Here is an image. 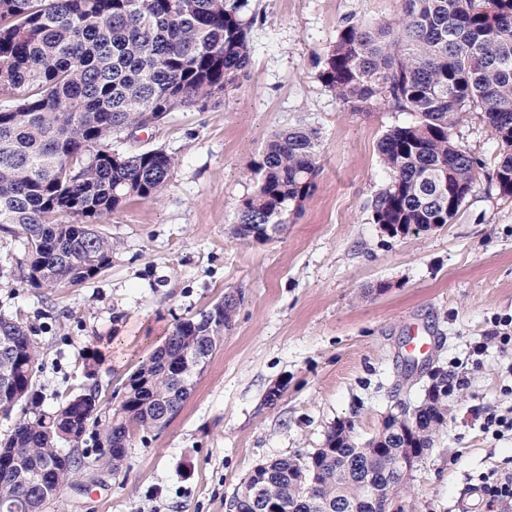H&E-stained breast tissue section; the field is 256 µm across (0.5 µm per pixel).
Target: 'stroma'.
Returning a JSON list of instances; mask_svg holds the SVG:
<instances>
[{
    "label": "stroma",
    "mask_w": 512,
    "mask_h": 512,
    "mask_svg": "<svg viewBox=\"0 0 512 512\" xmlns=\"http://www.w3.org/2000/svg\"><path fill=\"white\" fill-rule=\"evenodd\" d=\"M251 75L225 105L184 108L122 141L162 148L178 165L159 201H134L98 229L112 263L77 287L21 279L20 238L0 234V315L27 326L39 355V407L85 384L89 351L101 361L102 402L183 318L226 293L235 321L180 414L135 442L113 472L90 460L50 512H232L230 501L262 461L323 447L340 420L372 436L391 405L417 404L431 382L411 366L410 338L427 337L435 365L465 377L448 390V425L411 479L415 512H496L475 495L482 477L512 473V433L484 432L486 412L512 408V349L495 337L512 319V198L491 179L498 145L476 117L454 140L483 161L454 219L393 237L373 221L388 176L377 144L402 112H353L318 78V61L345 20L397 18L402 0H252ZM293 127L320 137V173L302 212L270 239L233 233L238 201L253 189L247 164L270 136ZM282 396L267 403L274 384Z\"/></svg>",
    "instance_id": "stroma-1"
}]
</instances>
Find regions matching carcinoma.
<instances>
[{
	"instance_id": "cac0c4a2",
	"label": "carcinoma",
	"mask_w": 512,
	"mask_h": 512,
	"mask_svg": "<svg viewBox=\"0 0 512 512\" xmlns=\"http://www.w3.org/2000/svg\"><path fill=\"white\" fill-rule=\"evenodd\" d=\"M250 0H0V232L23 239L22 278L36 288L86 283L108 266L112 245L91 228L134 200L157 201L177 158L160 148L123 152L121 136L186 107L226 103L252 70ZM318 77L353 112L380 107L411 121L378 143L388 187L373 206L376 224L449 223L469 196L482 163L453 139L475 114L499 146L496 188L512 197V0H402L391 22L349 19L336 31ZM319 135L276 133L247 166L253 192L240 200L233 233L253 240L286 223L312 197ZM238 302L226 294L178 321L141 361L105 410L98 385L49 412L17 421L0 448H15L30 469L51 465L54 486L72 483L91 455L112 454L119 472L136 438L163 430L190 393L173 364L205 358L202 336L232 326ZM0 346V414L37 404V350L29 329L10 325ZM421 413L358 438L351 421L328 431L313 453L267 461L234 494V512H336L347 502L368 512L362 482L380 497L403 494L400 461L421 456L448 420V376L426 389ZM94 447L81 448L86 434ZM71 447L64 448L62 444ZM32 478H0V512H45Z\"/></svg>"
}]
</instances>
